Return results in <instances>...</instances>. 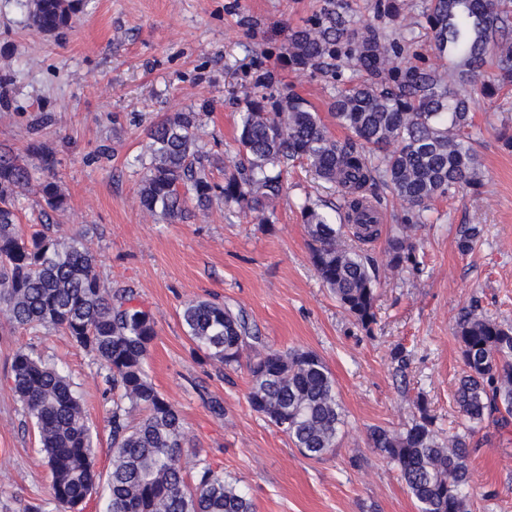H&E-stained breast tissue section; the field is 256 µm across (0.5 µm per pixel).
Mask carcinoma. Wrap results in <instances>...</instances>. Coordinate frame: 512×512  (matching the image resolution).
<instances>
[{
    "label": "carcinoma",
    "instance_id": "1",
    "mask_svg": "<svg viewBox=\"0 0 512 512\" xmlns=\"http://www.w3.org/2000/svg\"><path fill=\"white\" fill-rule=\"evenodd\" d=\"M80 2L25 0V6L36 32L56 33L72 27ZM395 16L392 0H376L365 21L353 17L349 0H324L288 37V62L329 79L330 116L346 130L344 139L334 138L303 99L265 84L238 114L236 155L220 185L209 177L196 113L177 112L151 129L139 189L143 211L174 223L187 218L188 204L206 211L221 198L264 223L288 168L307 166L336 187V216L316 203L301 206L312 265L356 324L372 330L380 268L419 270L413 232L428 223L433 202L482 186L472 97L512 87V0H422L416 19L388 34L380 21ZM416 25L428 33L431 60L416 50ZM341 61L356 75L345 76ZM27 152L42 170H55L56 158L43 145L32 143ZM32 181L26 164L0 152V323L60 329L106 368L112 387L107 512H255L245 490L200 453H186L190 436L182 415L146 370L156 322L133 305V291L105 287L83 238L60 236L51 224L23 232L16 202ZM374 186L403 207L380 263L348 244L345 230L350 224L364 244L379 236L367 205ZM39 194L45 212L67 206L53 178L39 183ZM481 237L479 225L462 226L459 250L471 252ZM181 319L197 349L226 368L253 353L246 363L249 405L303 456L319 460L335 450L343 409L317 354L266 347L243 313L211 300L185 303ZM455 335L463 364L454 392L460 431L442 438L421 401L410 426L370 432L417 512H470V438L486 423L508 426L512 416V326L474 306L458 318ZM11 385L34 419L58 512H76L100 479L80 399L57 367L29 352L13 355Z\"/></svg>",
    "mask_w": 512,
    "mask_h": 512
}]
</instances>
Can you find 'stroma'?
Listing matches in <instances>:
<instances>
[{
	"mask_svg": "<svg viewBox=\"0 0 512 512\" xmlns=\"http://www.w3.org/2000/svg\"><path fill=\"white\" fill-rule=\"evenodd\" d=\"M323 0H84L64 35L35 32L18 0H0V150L26 156L35 183L19 198L20 223L33 231L37 184L47 174L30 142L57 159L55 178L68 198L51 214L58 233L88 239L112 288L134 289L153 316L149 375L182 413L192 447L245 488L256 512H417L398 472L372 448L371 428L402 429L425 399L441 435L455 433L453 400L461 372L454 335L467 308L512 326V148L499 132L512 126V93L475 95L482 130L479 192L462 190L433 203L415 237L420 272H382L377 322L364 330L336 302L312 266L300 207L333 202L330 184L298 168L288 173L268 223L215 200L180 223L150 218L139 202L138 159L151 126L197 111L202 143L224 180L234 157L238 113L264 79L292 91L327 117L325 78L288 64L291 31ZM478 224L483 237L461 253L459 230ZM210 299L243 312L265 345L315 352L335 381L344 424L335 451L303 457L288 437L247 402L246 368L227 369L196 352L182 326L185 302ZM406 350L405 365L391 357ZM32 351L69 375L96 434L95 467L103 481L83 512H104L112 469V397L94 355L58 330L0 329V512H57L34 422L10 389L13 355ZM224 404L223 418L208 409ZM472 512H512V425H488L472 438Z\"/></svg>",
	"mask_w": 512,
	"mask_h": 512,
	"instance_id": "obj_1",
	"label": "stroma"
}]
</instances>
